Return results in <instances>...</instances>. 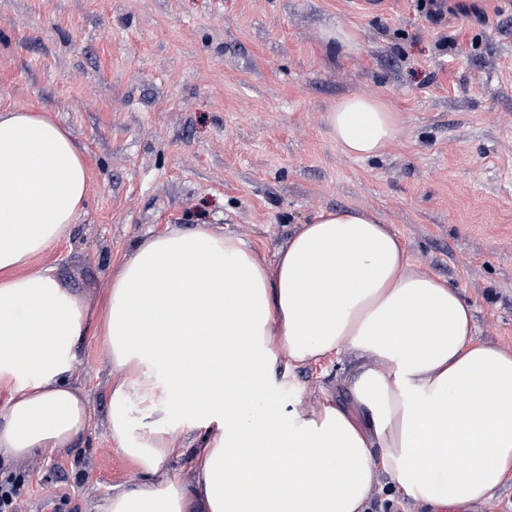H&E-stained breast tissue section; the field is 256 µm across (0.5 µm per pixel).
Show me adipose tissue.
<instances>
[{"instance_id":"adipose-tissue-1","label":"adipose tissue","mask_w":512,"mask_h":512,"mask_svg":"<svg viewBox=\"0 0 512 512\" xmlns=\"http://www.w3.org/2000/svg\"><path fill=\"white\" fill-rule=\"evenodd\" d=\"M345 155L371 159L402 132L398 113L354 94L326 116ZM82 149L43 113H0V462L65 448L88 428L69 378L88 306L32 259L85 207ZM119 370L108 429L140 484L105 512H368L389 485L417 504H486L512 476V352L476 342L457 288L414 267L389 225L325 210L273 261L200 225L138 243L112 277L103 323ZM349 353L346 405L277 400L282 367ZM165 369L168 384L157 381ZM204 370L212 392L178 387ZM144 405L133 418L129 401ZM188 422L193 480L163 475L175 452L168 406ZM280 448L256 466V442Z\"/></svg>"}]
</instances>
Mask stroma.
Masks as SVG:
<instances>
[{
    "instance_id": "obj_1",
    "label": "stroma",
    "mask_w": 512,
    "mask_h": 512,
    "mask_svg": "<svg viewBox=\"0 0 512 512\" xmlns=\"http://www.w3.org/2000/svg\"><path fill=\"white\" fill-rule=\"evenodd\" d=\"M344 26L347 54L324 44ZM379 97L400 140L355 160L326 114ZM66 127L89 173L84 211L37 255L100 312L149 235L207 224L273 258L318 211L390 224L415 266L457 288L477 340L512 351V0H0V113ZM346 357L291 370L278 400L344 404ZM112 364L89 326L71 380L91 424L71 447L7 468L18 512H100L139 483L107 427ZM325 43L332 46L337 45L348 54L357 53L359 48L355 35L341 26H336V28L326 33Z\"/></svg>"
}]
</instances>
